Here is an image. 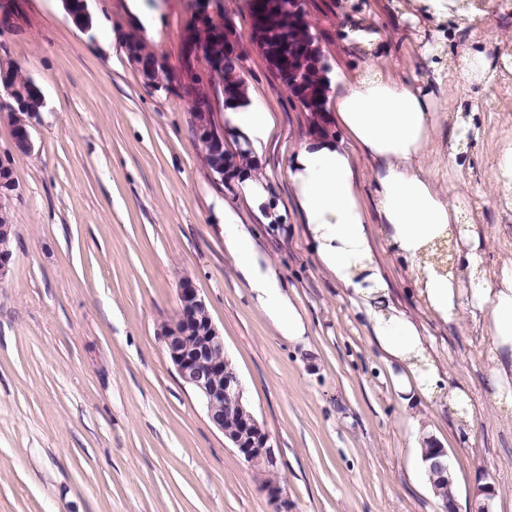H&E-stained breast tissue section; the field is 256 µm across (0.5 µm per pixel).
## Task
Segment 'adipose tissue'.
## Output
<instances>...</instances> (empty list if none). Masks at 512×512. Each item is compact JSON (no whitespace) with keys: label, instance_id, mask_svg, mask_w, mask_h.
I'll return each mask as SVG.
<instances>
[{"label":"adipose tissue","instance_id":"ef3b65f1","mask_svg":"<svg viewBox=\"0 0 512 512\" xmlns=\"http://www.w3.org/2000/svg\"><path fill=\"white\" fill-rule=\"evenodd\" d=\"M329 86L325 108L347 141L307 136L287 169L294 203L323 269L349 291L372 344L390 364L402 403L408 406L423 397L458 408L466 393L441 377L424 326L390 302L373 239L374 232H381L407 263L432 318L451 328L466 319L488 331L493 367L487 385L492 398L500 399L503 384L512 380V265L493 278L480 273L484 238L475 217L459 250L467 280L439 272L428 259L430 245L451 238L465 197L461 189H441L425 162L438 127L434 89L407 83L374 59L360 74L330 76ZM275 127L274 112L250 90L224 114L228 139L247 164L239 181L240 200L260 218L279 214L271 205L266 177L256 169ZM361 156L369 162V202L357 172ZM224 252L274 331L292 343H305L304 317L282 286L272 258L230 204L224 207Z\"/></svg>","mask_w":512,"mask_h":512}]
</instances>
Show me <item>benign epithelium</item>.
Instances as JSON below:
<instances>
[{
    "mask_svg": "<svg viewBox=\"0 0 512 512\" xmlns=\"http://www.w3.org/2000/svg\"><path fill=\"white\" fill-rule=\"evenodd\" d=\"M247 12L255 22L252 37L253 46L268 56L279 70L278 78L297 82V66L286 62L283 55H271L264 45V33L291 22L302 15L304 0H244ZM242 53L238 30L230 16H224V62L236 63ZM304 57L325 75L328 64L316 42L311 40L304 49ZM183 85L191 97L193 125L197 137L210 143L211 169L224 177L225 165L218 162L224 152V136L209 120V101L196 94L192 76L183 78ZM10 101L0 105L11 110L13 117L14 150L27 152L32 148L31 131L33 120L40 112L41 105H35L25 90L13 88L9 91ZM16 191L11 152H0V209L12 205ZM10 227L0 226V280L10 269L13 252L8 247ZM179 308L173 325L162 335L164 350L175 372L202 403L210 423L224 433L225 439L236 449L240 457L253 470H275L278 459L270 443V437L249 409L240 378L224 355L222 336L209 316L200 289L190 280L179 288ZM447 451L435 446L434 460L430 463L431 482L446 483L448 465L442 458ZM263 488L274 504V512H293V505L277 482H265Z\"/></svg>",
    "mask_w": 512,
    "mask_h": 512,
    "instance_id": "1",
    "label": "benign epithelium"
}]
</instances>
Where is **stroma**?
<instances>
[{"instance_id":"obj_1","label":"stroma","mask_w":512,"mask_h":512,"mask_svg":"<svg viewBox=\"0 0 512 512\" xmlns=\"http://www.w3.org/2000/svg\"><path fill=\"white\" fill-rule=\"evenodd\" d=\"M192 0H86L82 30L64 0H0L24 17L0 32V63L22 70L43 106L33 149L13 153V263L0 280V512H273L254 471L208 420L169 363L161 333L178 288L202 290L248 405L268 432L295 512H441L415 468L410 417L448 451L456 512H477L483 475L512 502V404L495 403L486 377L489 336L429 318L406 264L376 248L393 302L424 321L445 379L463 386L467 427L427 403L403 406L343 292L321 269L289 209L290 153L308 114L247 48L244 80L276 114L260 167L285 221L253 223L278 277L308 322L306 344L277 336L251 304L224 252V205L235 177L214 180L195 145L183 88L154 91L131 61L138 30L164 73L180 80ZM332 69L353 75L370 57L405 80L434 82L461 53L497 56L512 45V0H483L465 29L403 16L399 0H305ZM373 25L375 53L345 31ZM440 129L428 166L462 184L485 229V266L512 261V191L497 162L512 129V79L437 89ZM477 132L448 158V119Z\"/></svg>"}]
</instances>
